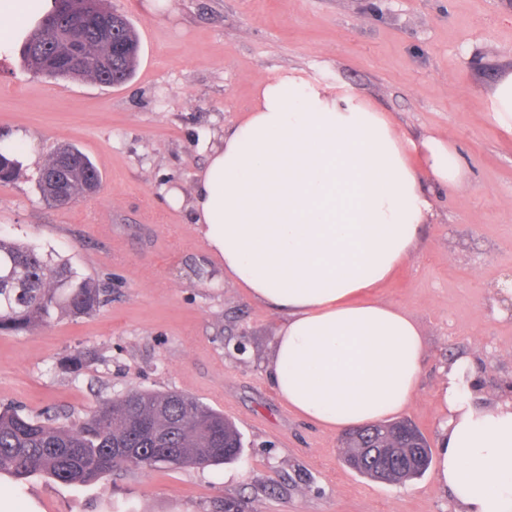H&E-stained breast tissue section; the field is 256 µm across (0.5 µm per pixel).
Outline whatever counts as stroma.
<instances>
[{
    "label": "stroma",
    "mask_w": 512,
    "mask_h": 512,
    "mask_svg": "<svg viewBox=\"0 0 512 512\" xmlns=\"http://www.w3.org/2000/svg\"><path fill=\"white\" fill-rule=\"evenodd\" d=\"M99 0L138 31L126 84L33 75L0 58V140H31L22 173L0 185V229L58 255L108 288L103 307L0 333V407L73 423L132 389L179 391L224 412L244 451L231 464L122 469L86 485L0 476V505L31 512H455L433 474L404 485L349 469L337 433L280 400L268 377L278 317L225 280L168 189L190 193L202 134L238 122L258 81L293 75L351 89L414 141L447 139L461 185L436 189L416 253L376 288L425 341L402 412L428 442L442 415L441 369L473 354L482 393L512 397V306L493 286L512 272V128L489 93L512 67V0ZM63 144L102 186L56 206L36 183Z\"/></svg>",
    "instance_id": "35a3bbf8"
}]
</instances>
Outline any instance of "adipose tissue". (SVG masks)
I'll list each match as a JSON object with an SVG mask.
<instances>
[{
    "label": "adipose tissue",
    "instance_id": "obj_1",
    "mask_svg": "<svg viewBox=\"0 0 512 512\" xmlns=\"http://www.w3.org/2000/svg\"><path fill=\"white\" fill-rule=\"evenodd\" d=\"M53 0H0V57ZM188 201L224 275L279 317L278 397L332 432L389 419L414 399L424 342L401 307L364 299L415 252L429 187L458 186L446 140L415 143L372 102L297 78L258 83L251 111L200 137ZM470 355L439 383L435 475L457 512H512V400L480 403Z\"/></svg>",
    "mask_w": 512,
    "mask_h": 512
}]
</instances>
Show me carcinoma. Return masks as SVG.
Segmentation results:
<instances>
[{"label": "carcinoma", "instance_id": "carcinoma-1", "mask_svg": "<svg viewBox=\"0 0 512 512\" xmlns=\"http://www.w3.org/2000/svg\"><path fill=\"white\" fill-rule=\"evenodd\" d=\"M112 24L104 38L99 23L79 27L85 55L66 71L48 60L76 17L61 0L20 49L28 67L51 78H91L119 86L136 68L139 39L122 15L97 10ZM20 162L0 152V185L16 180ZM101 174L79 148L58 147L41 169L37 189L46 202L59 184L74 197L85 195ZM106 289L81 276L67 263L54 261L35 246L0 236V333H20L60 310L87 316L104 303ZM400 421L364 427L360 437L344 443L343 461H359L357 473L375 480L390 465L389 483L404 484L422 477L432 453L423 433L410 425L411 435L399 436ZM243 443L236 425L194 397L176 392L130 390L104 401L78 423L29 418L14 409L0 410V474L17 481L41 474L70 485H85L112 474L118 467L151 469L159 464L215 466L237 461Z\"/></svg>", "mask_w": 512, "mask_h": 512}]
</instances>
